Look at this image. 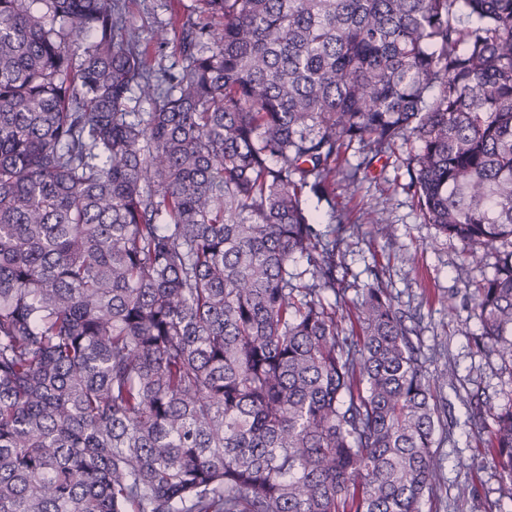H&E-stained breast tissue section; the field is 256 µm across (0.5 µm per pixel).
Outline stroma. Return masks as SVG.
<instances>
[{
	"label": "stroma",
	"mask_w": 512,
	"mask_h": 512,
	"mask_svg": "<svg viewBox=\"0 0 512 512\" xmlns=\"http://www.w3.org/2000/svg\"><path fill=\"white\" fill-rule=\"evenodd\" d=\"M129 10L142 40L151 46L155 68L177 71L182 60L171 27L196 21V0H129ZM408 181V152L402 149L376 162L355 196L339 191L320 200L310 195L305 203L322 229L336 230L346 240L336 276L347 299H359L364 285L381 278L397 306L417 314L418 336L430 356L428 375H440L449 364L457 370L455 388L443 391L450 429L439 436L437 448L445 460L448 494L436 502L424 500L422 512H497L498 505L512 504V485L502 480L486 448L493 417H486L483 427L474 426L466 397L477 392L493 404H506L512 399V372L479 346L480 322L468 285L475 272L460 243L425 223L405 189ZM367 206L395 225L392 240L374 237L371 225L361 220ZM464 483L473 486L475 495L460 502L455 494Z\"/></svg>",
	"instance_id": "35a3bbf8"
}]
</instances>
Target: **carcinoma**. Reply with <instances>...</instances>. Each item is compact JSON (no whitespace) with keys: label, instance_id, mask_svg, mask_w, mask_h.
Instances as JSON below:
<instances>
[{"label":"carcinoma","instance_id":"obj_1","mask_svg":"<svg viewBox=\"0 0 512 512\" xmlns=\"http://www.w3.org/2000/svg\"><path fill=\"white\" fill-rule=\"evenodd\" d=\"M201 4L159 77L124 0H0V512H421L455 373L303 197L415 143L512 368V0Z\"/></svg>","mask_w":512,"mask_h":512}]
</instances>
